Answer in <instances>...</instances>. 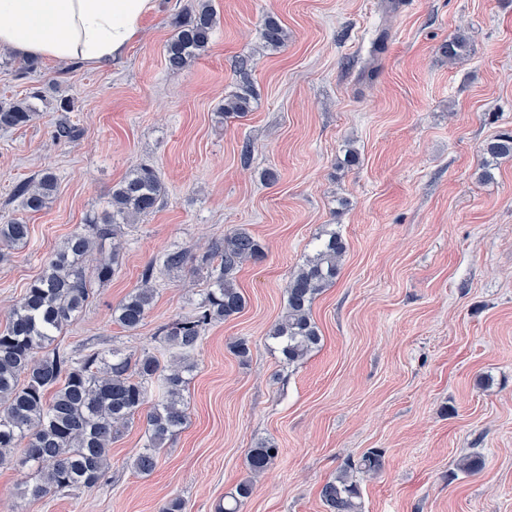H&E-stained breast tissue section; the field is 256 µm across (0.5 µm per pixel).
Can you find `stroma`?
I'll list each match as a JSON object with an SVG mask.
<instances>
[{
  "mask_svg": "<svg viewBox=\"0 0 512 512\" xmlns=\"http://www.w3.org/2000/svg\"><path fill=\"white\" fill-rule=\"evenodd\" d=\"M190 3L158 0L126 53L103 66L41 59L25 75L24 57L0 54V101L43 96L29 125L0 131V220L31 227L0 258V324L142 163L165 193L126 228L119 270L61 334L69 351L157 346L158 328L199 301L211 240L243 227L265 247L237 274L244 309L209 326L193 356L188 420L156 470L130 467L145 441L138 419L121 428L94 487L33 499L26 470L0 465V512H160L174 497L186 512H217L248 477L241 512H325L322 485L371 450L383 465L360 479L362 512H512V159L493 180L479 177L484 142L512 131V0H210L207 52L171 71L165 45ZM269 14L288 41L263 54ZM459 33L469 52L452 64L441 47ZM244 58L253 108L220 119ZM63 98L74 105L65 115ZM63 117L77 135L58 141ZM349 142L359 162L347 168ZM45 171L58 178L52 202L24 209L16 184ZM329 224L347 251L312 306L318 349L290 364L267 334ZM174 248L190 261L158 270L144 325L125 332L113 306ZM240 339L248 358L231 349ZM261 441L280 455L253 477L246 457ZM473 454L480 468L461 471Z\"/></svg>",
  "mask_w": 512,
  "mask_h": 512,
  "instance_id": "35a3bbf8",
  "label": "stroma"
}]
</instances>
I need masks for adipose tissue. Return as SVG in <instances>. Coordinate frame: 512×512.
I'll return each instance as SVG.
<instances>
[{"mask_svg":"<svg viewBox=\"0 0 512 512\" xmlns=\"http://www.w3.org/2000/svg\"><path fill=\"white\" fill-rule=\"evenodd\" d=\"M156 0H0V51L103 65L124 55Z\"/></svg>","mask_w":512,"mask_h":512,"instance_id":"ef3b65f1","label":"adipose tissue"}]
</instances>
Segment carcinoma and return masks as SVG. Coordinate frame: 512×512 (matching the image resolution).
<instances>
[{"label": "carcinoma", "mask_w": 512, "mask_h": 512, "mask_svg": "<svg viewBox=\"0 0 512 512\" xmlns=\"http://www.w3.org/2000/svg\"><path fill=\"white\" fill-rule=\"evenodd\" d=\"M215 25L211 5L188 6L175 22V34L165 46L167 69L180 71L206 50ZM262 47L282 48L288 35L280 21L265 17L259 28ZM468 53L465 36L452 38L443 54L453 62ZM248 61L238 64L239 91L225 98L220 114L241 118L252 109L253 86ZM38 109L30 98L0 102V130L27 125ZM480 178L492 177L491 167L512 159V132L488 140L483 148ZM58 188L50 172L18 184L15 195L24 208L43 209ZM164 190L156 170L140 165L112 187L109 210L86 218L45 261L41 273L28 283L23 295L0 327V464L10 461L28 469L24 493L42 498L51 492L89 488L103 480L111 466L112 440L120 427L145 414L146 441L130 462L134 472L148 475L159 463L160 450L187 423L184 392L195 369L190 355L197 351L206 329L240 313L245 299L236 286V275L250 260L264 256V245L245 228H236L215 239L200 259L206 270L207 288L187 314L158 329L160 342L180 352L164 360L150 350L130 354L114 345L95 347L78 355L58 346L63 330L88 306L93 283L112 280L119 268L124 227L157 207ZM30 227L20 220L0 224V246L27 244ZM112 240V257L91 269L85 261L94 248ZM318 244L294 271L285 291V312L272 327L269 338L294 364L316 349L320 331L312 319L317 296L336 282L346 244L336 230L317 237ZM188 251L172 249L162 257L168 270L184 267ZM154 266L145 268L141 284L112 308L114 321L129 333L145 321L153 302ZM280 448L269 441L250 449L247 468L251 475L264 473ZM382 455L366 453L349 464L336 478L322 485L320 498L326 512H361L359 474L382 467ZM253 492V482H241L220 512H240Z\"/></svg>", "instance_id": "obj_1"}]
</instances>
